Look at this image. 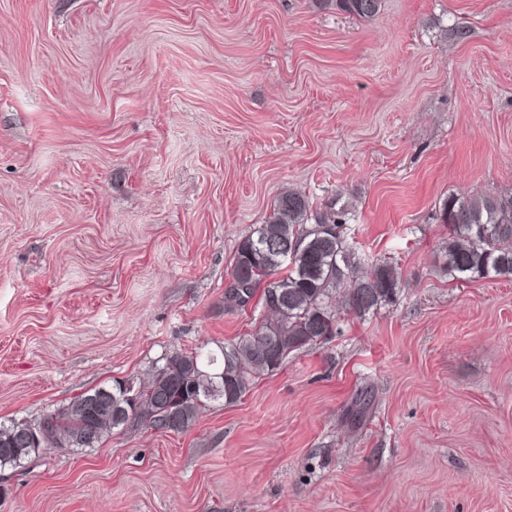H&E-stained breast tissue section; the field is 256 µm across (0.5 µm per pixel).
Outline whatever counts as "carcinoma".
I'll list each match as a JSON object with an SVG mask.
<instances>
[{
    "label": "carcinoma",
    "instance_id": "1",
    "mask_svg": "<svg viewBox=\"0 0 512 512\" xmlns=\"http://www.w3.org/2000/svg\"><path fill=\"white\" fill-rule=\"evenodd\" d=\"M355 17L376 16L382 0H325ZM333 205L313 212L306 195L280 193L263 224L238 244L224 298L264 310L256 329L217 352L174 349L144 381L99 386L34 421L0 423V468L19 466L39 448L30 433L47 430L45 444L94 448L116 429L143 425L181 432L207 404L238 403L252 381L278 370L290 353L336 335L340 311L364 316L393 302L401 288L396 266L381 260L358 274L360 259L344 236ZM448 274L512 279V193L444 201Z\"/></svg>",
    "mask_w": 512,
    "mask_h": 512
}]
</instances>
